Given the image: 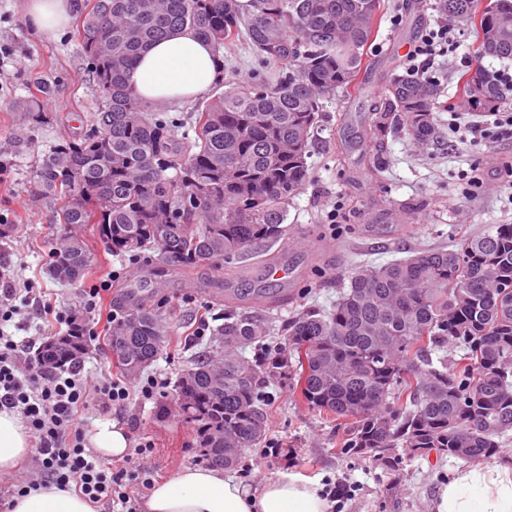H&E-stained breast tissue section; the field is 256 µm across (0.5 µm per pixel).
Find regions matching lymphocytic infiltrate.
<instances>
[{
    "mask_svg": "<svg viewBox=\"0 0 512 512\" xmlns=\"http://www.w3.org/2000/svg\"><path fill=\"white\" fill-rule=\"evenodd\" d=\"M457 39L450 26L430 29L409 51V71L420 72L418 57L445 54ZM24 307L45 322L68 320L31 282L16 281L10 265H0V409L19 413L38 447L34 477L8 486L7 496L23 497L50 482L90 503L111 505L112 512H136L138 500L154 484L155 474L145 464L151 445L138 443L133 463H104L85 447L82 412L95 398L111 406L122 405L133 395L157 399L164 395L168 379L151 374L134 382L91 381L80 363L65 369L34 363L29 358L30 342L16 341L5 330Z\"/></svg>",
    "mask_w": 512,
    "mask_h": 512,
    "instance_id": "lymphocytic-infiltrate-1",
    "label": "lymphocytic infiltrate"
}]
</instances>
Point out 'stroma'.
Wrapping results in <instances>:
<instances>
[{
	"mask_svg": "<svg viewBox=\"0 0 512 512\" xmlns=\"http://www.w3.org/2000/svg\"><path fill=\"white\" fill-rule=\"evenodd\" d=\"M382 3L379 28L355 90L322 101L327 122L312 148L311 181L289 208L287 235L272 248V260L286 269V277H273L265 264L243 263L214 271L209 288L202 290L161 264L154 251H145L134 264L115 261L90 224L81 233L94 263L82 284L63 285L52 278L47 254L57 233L56 213L50 202L36 199L31 172L45 142L89 124L98 91L75 26L44 37L28 24L22 0H0V46L11 51L9 57H0V161L7 164L6 173L0 175V214L15 226L11 240L0 242V264L14 266L20 281L55 294L66 311L80 304L82 289H102L100 309L87 321L98 339L86 356L85 375L119 372L105 339L112 282L152 279L160 283L161 296L174 305L172 334L151 367L174 382L206 344L194 335L198 309L223 312L225 289L283 291L275 314L285 319L310 304L335 301L336 282L346 275L350 258L366 262L404 258L417 248L444 245L496 224H512V139L462 140L452 134L447 147L425 150L402 135L378 143L367 138L393 74L406 70L410 46L440 21L434 0ZM460 30L458 48L429 64L445 88L438 116L446 125L457 119L489 128L492 115L462 113L456 106L461 62L478 59L490 70L502 68L503 63L478 58L473 29L464 24ZM40 81L53 86L47 107L62 122L37 135L26 155L13 156L7 140L18 125L14 103L34 93ZM266 415L267 438L281 444L285 457L259 466L258 450H249L235 477L256 487L289 468L323 485L340 483L350 492L341 512H432L439 486L461 465L449 457L404 454L398 465L387 468L369 456H345L339 451L341 434L335 422L291 398L284 383L276 386ZM112 420L124 425L132 443L151 442L150 464L158 480L172 479L181 468L196 465L200 455L196 426L176 412L171 397L153 402L133 397L121 407L91 401L84 413V430L92 432L97 423Z\"/></svg>",
	"mask_w": 512,
	"mask_h": 512,
	"instance_id": "35a3bbf8",
	"label": "stroma"
}]
</instances>
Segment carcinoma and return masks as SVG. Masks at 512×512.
I'll return each instance as SVG.
<instances>
[{
  "label": "carcinoma",
  "mask_w": 512,
  "mask_h": 512,
  "mask_svg": "<svg viewBox=\"0 0 512 512\" xmlns=\"http://www.w3.org/2000/svg\"><path fill=\"white\" fill-rule=\"evenodd\" d=\"M449 21L477 32V55L512 60V0H437ZM380 0H89L77 38L99 94L79 137H61L33 170L52 201L56 242L50 274L82 280L94 255L76 231L93 224L121 262L145 250L185 275H205L279 242L289 206L311 177L308 158L324 114L320 100L348 89L362 69ZM192 28L218 49L244 41L252 79L198 101L190 120L133 93L130 71L148 46ZM51 86L18 99L12 152L57 122ZM444 87L427 73L396 74L374 113L371 139L403 133L429 150L441 144ZM507 100L480 64L463 78L458 108L495 112ZM266 297L224 303L208 350L175 386L181 415L217 469L265 448L266 406L284 381L313 410L344 426L340 451L386 467L412 457L489 459L512 439V224H497L450 249L421 248L383 264L353 262L330 307L277 321ZM112 354L127 375L162 354L170 323L161 306L124 288L112 301ZM85 342L67 329L36 361L64 366ZM254 351L252 359L245 351ZM466 449L465 454L454 452Z\"/></svg>",
  "instance_id": "carcinoma-1"
}]
</instances>
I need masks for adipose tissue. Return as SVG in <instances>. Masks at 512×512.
<instances>
[{
	"label": "adipose tissue",
	"instance_id": "adipose-tissue-1",
	"mask_svg": "<svg viewBox=\"0 0 512 512\" xmlns=\"http://www.w3.org/2000/svg\"><path fill=\"white\" fill-rule=\"evenodd\" d=\"M72 0H26L30 24L51 36L64 29ZM212 43L182 29L153 45L134 64L130 84L134 94L156 106L190 100L206 92L216 79ZM101 457L119 459L130 447L120 423L106 421L88 438ZM32 438L20 416L0 410V474L11 472L34 454ZM144 512H329L319 483L284 472L260 488L207 467H185L174 478L156 483L145 499ZM434 512H512V466L487 464L462 468L441 485ZM11 512H95L89 501L55 485L39 487L13 500Z\"/></svg>",
	"mask_w": 512,
	"mask_h": 512
}]
</instances>
